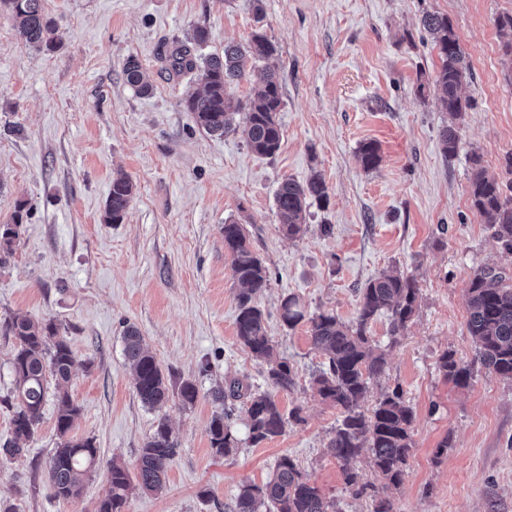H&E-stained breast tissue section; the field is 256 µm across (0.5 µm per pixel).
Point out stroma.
Returning a JSON list of instances; mask_svg holds the SVG:
<instances>
[{
	"label": "stroma",
	"mask_w": 512,
	"mask_h": 512,
	"mask_svg": "<svg viewBox=\"0 0 512 512\" xmlns=\"http://www.w3.org/2000/svg\"><path fill=\"white\" fill-rule=\"evenodd\" d=\"M44 7L61 36L51 50L28 46L0 12V225L23 215L0 268V319L58 325L77 359L69 391L82 412L72 433L93 438L100 461L80 496L52 497L47 472L58 436L55 401L47 399L24 453L0 457V505L96 512L110 462L135 468L164 420L178 442L166 486L131 491L125 512H230L240 485L265 483L284 455L337 512H373L370 495L354 494L327 450L340 412L309 386L323 361L309 324L287 328L277 308L294 295L307 313L330 311L349 324L358 288L394 269L415 276L417 308L398 337L388 314L371 321L387 364L362 408L400 389L415 413L413 447L396 487L368 456L352 467L393 512H512V380L476 364L466 328L474 271H512V253L470 198L472 154L498 176L512 154V72L496 24L512 14V0H44ZM432 12L447 15L471 69L452 157L440 145L448 115L431 92L440 59L422 19ZM198 26L208 32L206 55L256 31L275 45L283 102L274 156L251 152L239 132L208 135L185 112L198 78L169 70L160 52L189 43ZM131 57L149 93L127 84ZM368 141L381 156L372 170L357 159ZM120 174L134 194L124 221L108 224ZM316 174L329 202L311 204L305 233L288 240L276 218L278 186ZM229 220L245 226L269 269L259 303L278 357L296 372L291 390H273L266 365L237 339L239 286L222 234ZM129 325L171 383L194 381L193 407L142 405L124 356ZM446 351L473 365L467 387L438 371ZM233 378L273 392L283 412L300 409L302 423L255 445L236 401L238 446L216 454L207 433L211 393Z\"/></svg>",
	"instance_id": "35a3bbf8"
}]
</instances>
